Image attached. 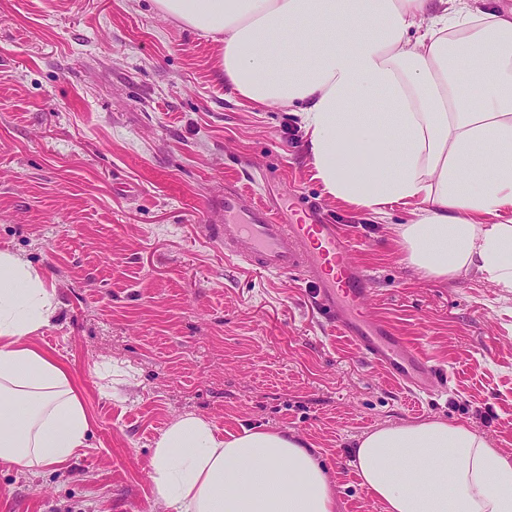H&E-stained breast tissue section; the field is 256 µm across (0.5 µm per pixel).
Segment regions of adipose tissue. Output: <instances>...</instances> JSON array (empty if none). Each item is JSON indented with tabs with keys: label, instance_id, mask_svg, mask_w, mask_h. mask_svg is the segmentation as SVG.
Returning <instances> with one entry per match:
<instances>
[{
	"label": "adipose tissue",
	"instance_id": "adipose-tissue-1",
	"mask_svg": "<svg viewBox=\"0 0 512 512\" xmlns=\"http://www.w3.org/2000/svg\"><path fill=\"white\" fill-rule=\"evenodd\" d=\"M224 47L251 106L295 108L324 192L374 214L426 276L475 269L512 288V14L486 0H155ZM287 56V67L275 64ZM57 312L44 272L0 251V461L63 467L91 427L63 363L33 342ZM384 512H512V456L444 420L381 427L353 452ZM172 512H336L314 449L255 427L176 417L150 454Z\"/></svg>",
	"mask_w": 512,
	"mask_h": 512
}]
</instances>
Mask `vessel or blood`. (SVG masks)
Segmentation results:
<instances>
[{
    "mask_svg": "<svg viewBox=\"0 0 512 512\" xmlns=\"http://www.w3.org/2000/svg\"><path fill=\"white\" fill-rule=\"evenodd\" d=\"M208 230L226 260L269 275L302 274L317 312L350 338L363 357L413 394L439 392L447 372L368 314L369 275L349 259L335 225L287 224L251 194L224 190V221Z\"/></svg>",
    "mask_w": 512,
    "mask_h": 512,
    "instance_id": "1",
    "label": "vessel or blood"
}]
</instances>
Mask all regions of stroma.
Listing matches in <instances>:
<instances>
[{"label": "stroma", "instance_id": "obj_1", "mask_svg": "<svg viewBox=\"0 0 512 512\" xmlns=\"http://www.w3.org/2000/svg\"><path fill=\"white\" fill-rule=\"evenodd\" d=\"M229 183L336 225L371 315L446 369L448 392L410 394L368 363L300 274L226 264L204 227L223 223ZM410 219L329 198L298 116L244 104L220 43L154 0H0V250L49 272L58 313L35 342L93 419L65 469L0 463V512H169L150 448L187 412L294 434L337 512H384L352 465L380 426L441 418L512 455V289L422 274L398 235Z\"/></svg>", "mask_w": 512, "mask_h": 512}]
</instances>
